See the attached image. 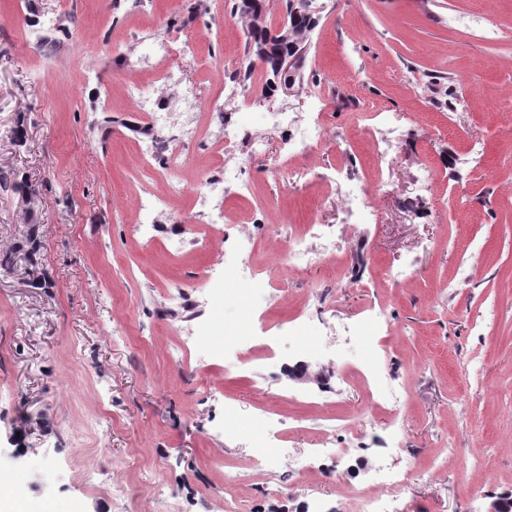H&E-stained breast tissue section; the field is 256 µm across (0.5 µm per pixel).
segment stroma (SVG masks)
Wrapping results in <instances>:
<instances>
[{
    "instance_id": "obj_1",
    "label": "stroma",
    "mask_w": 512,
    "mask_h": 512,
    "mask_svg": "<svg viewBox=\"0 0 512 512\" xmlns=\"http://www.w3.org/2000/svg\"><path fill=\"white\" fill-rule=\"evenodd\" d=\"M232 3L0 0V168L27 186L0 192V254L33 229L41 241L35 264L0 267L6 491L63 512H225L224 485L242 475L243 512H307L316 494L325 512H355L348 486L407 468L401 512H488L512 495V0H313L292 90L269 99ZM464 10L500 38L450 29ZM69 14L76 24L41 56L36 22ZM170 33L193 49L173 62L179 83L163 84L141 59ZM131 81L172 110L182 85L207 90L175 174L184 191L151 216L136 201L167 179L142 180L150 131ZM317 99L327 135L289 155L267 113ZM374 112L399 128L381 162L357 133ZM237 116L241 187L212 224L197 197L224 173L222 131ZM343 176L374 223H358ZM316 224L335 231V253L281 267L284 245L316 246ZM243 279L265 308L253 311ZM378 311L386 375L406 395L376 409L362 370ZM246 325L260 348L242 357ZM292 356L322 382L292 380ZM333 417L344 427L332 444L354 449L346 468L317 453ZM261 434L283 451L273 480L254 462Z\"/></svg>"
}]
</instances>
